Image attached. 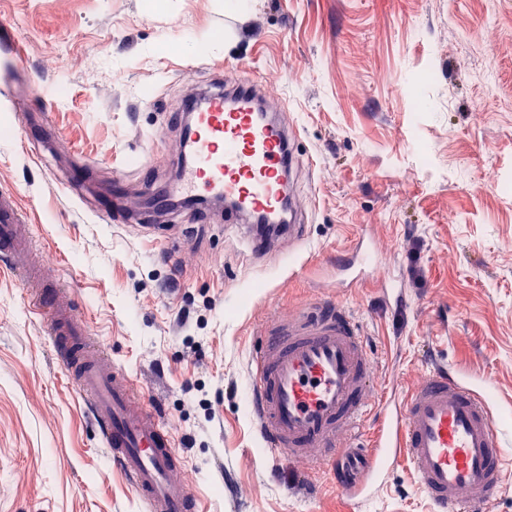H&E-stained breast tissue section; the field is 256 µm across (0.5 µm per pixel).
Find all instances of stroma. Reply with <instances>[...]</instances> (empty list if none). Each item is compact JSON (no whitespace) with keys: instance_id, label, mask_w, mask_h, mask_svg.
I'll return each instance as SVG.
<instances>
[{"instance_id":"obj_1","label":"stroma","mask_w":512,"mask_h":512,"mask_svg":"<svg viewBox=\"0 0 512 512\" xmlns=\"http://www.w3.org/2000/svg\"><path fill=\"white\" fill-rule=\"evenodd\" d=\"M224 2L0 0L20 45L0 51V191L92 340L162 410L202 512H431L403 457L359 501L327 461L268 452L247 377L269 326L322 299L371 351L366 440L438 363L488 380L512 420V0ZM219 71L286 100L299 128L304 237L271 258L220 210L123 223L141 211L134 174L169 188V117ZM360 245L375 263L340 283ZM0 512H146L3 266Z\"/></svg>"}]
</instances>
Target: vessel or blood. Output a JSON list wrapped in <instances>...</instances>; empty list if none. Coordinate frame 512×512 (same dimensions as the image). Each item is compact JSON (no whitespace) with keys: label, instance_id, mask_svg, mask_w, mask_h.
I'll list each match as a JSON object with an SVG mask.
<instances>
[{"label":"vessel or blood","instance_id":"1","mask_svg":"<svg viewBox=\"0 0 512 512\" xmlns=\"http://www.w3.org/2000/svg\"><path fill=\"white\" fill-rule=\"evenodd\" d=\"M203 99H189L191 130L184 145L181 199L224 198V220L286 223L302 239L288 178L297 166L291 144L298 129L284 104L264 108L261 86L224 82ZM26 218L14 194L0 192V262L17 274L27 306L48 323L60 363L71 374L112 463L149 512H199L191 489L175 480L183 457L159 408L146 403L130 378L92 341L70 293L47 273L21 233ZM248 385L258 435L284 458H328L341 484L363 496L362 478L377 479L388 460L405 454L434 512H486L512 464L502 428L489 406L491 392L439 366L399 405L380 415L375 449L344 456L348 436L369 403L372 359L360 328L340 307L314 302L276 324L252 355Z\"/></svg>","mask_w":512,"mask_h":512}]
</instances>
